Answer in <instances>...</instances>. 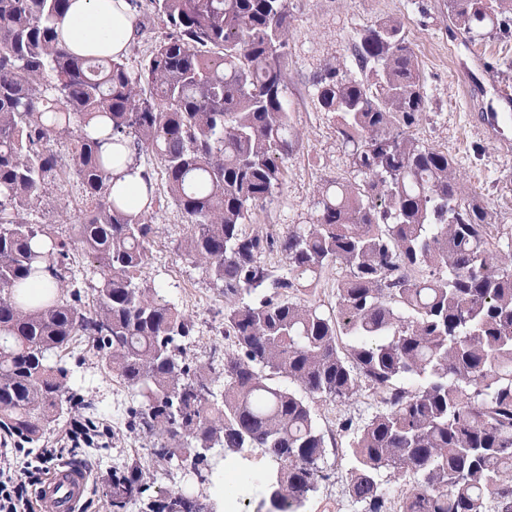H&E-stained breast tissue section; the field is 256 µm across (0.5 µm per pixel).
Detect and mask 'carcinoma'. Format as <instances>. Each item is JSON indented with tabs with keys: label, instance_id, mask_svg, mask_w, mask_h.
I'll list each match as a JSON object with an SVG mask.
<instances>
[{
	"label": "carcinoma",
	"instance_id": "1",
	"mask_svg": "<svg viewBox=\"0 0 512 512\" xmlns=\"http://www.w3.org/2000/svg\"><path fill=\"white\" fill-rule=\"evenodd\" d=\"M69 0H0V438L40 444L87 414L86 447L108 430L67 355L98 358L140 404L130 428L208 480L199 448L275 460L257 512H306L332 450L349 461L361 512H512V244L493 212L464 195L454 160L416 137L426 109L403 26L355 36L357 71L315 83L355 176L322 187L308 224L247 228L273 200L298 145L286 99L288 0H149L167 32L137 69L72 52L56 31ZM472 40L512 30V0H448ZM157 156L166 193L141 171L143 207L111 194L122 149ZM75 176L84 217L67 235L30 220L50 187ZM174 206L184 256L224 296L236 355L186 361L194 322L142 278L154 227ZM92 276L77 280L72 243ZM280 254L281 265L264 257ZM338 265L335 307L307 300ZM52 284L31 290L29 282ZM377 411L326 433L317 400L359 391ZM393 469L411 486L378 479ZM139 467L112 474V504L138 498ZM150 512H204L170 493Z\"/></svg>",
	"mask_w": 512,
	"mask_h": 512
}]
</instances>
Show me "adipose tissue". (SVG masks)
<instances>
[{
  "instance_id": "1",
  "label": "adipose tissue",
  "mask_w": 512,
  "mask_h": 512,
  "mask_svg": "<svg viewBox=\"0 0 512 512\" xmlns=\"http://www.w3.org/2000/svg\"><path fill=\"white\" fill-rule=\"evenodd\" d=\"M59 33L75 53L121 56L134 38L127 0H70Z\"/></svg>"
}]
</instances>
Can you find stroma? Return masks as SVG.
<instances>
[{
	"mask_svg": "<svg viewBox=\"0 0 512 512\" xmlns=\"http://www.w3.org/2000/svg\"><path fill=\"white\" fill-rule=\"evenodd\" d=\"M289 33L285 81L288 110L299 136L288 173L273 200L255 209L250 224L259 231L309 223L320 187L352 177L350 159L336 137L334 121L318 105L315 79L325 68L354 67L351 47L356 33L379 19L400 21L419 59L427 108L415 133L431 146L448 152L455 162L465 195L476 197L494 212L504 232L512 231V152L500 149L485 133L489 112L512 113V38L488 37L471 43L448 18V0H288ZM81 189L77 179L52 188L31 218L67 229L82 220ZM156 242L143 268L147 282L164 286L168 299L192 320L197 334L187 344L186 358L207 362L211 351L230 354L223 333L224 300L201 269L185 260L178 249L186 224L175 207L149 214ZM69 385L81 389L112 420L101 448L81 447L68 463L87 470L90 490L82 512H140L138 502L124 510L113 507L108 495L112 472L139 466L148 486L144 500L180 489L205 504L224 505L228 497L256 501L263 479L273 473L268 460L256 452L208 456L213 474L199 483L187 470H155L153 441L130 430L126 412L137 401L113 376L88 361L76 368ZM257 476L255 484L230 489L224 480L229 467ZM326 477L313 494L307 512H360L346 493L345 465L334 456L324 463Z\"/></svg>",
	"mask_w": 512,
	"mask_h": 512,
	"instance_id": "1",
	"label": "stroma"
}]
</instances>
